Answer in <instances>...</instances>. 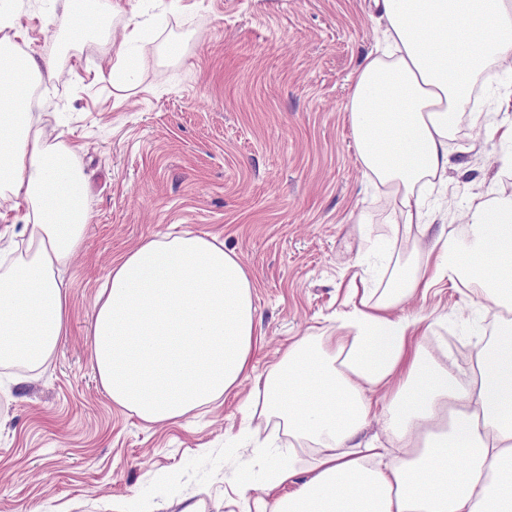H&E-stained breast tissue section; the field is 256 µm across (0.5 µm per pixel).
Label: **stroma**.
<instances>
[{
  "label": "stroma",
  "instance_id": "obj_1",
  "mask_svg": "<svg viewBox=\"0 0 512 512\" xmlns=\"http://www.w3.org/2000/svg\"><path fill=\"white\" fill-rule=\"evenodd\" d=\"M66 0H6L21 53L61 77L33 91L85 176L88 230L64 271L69 333L38 376L0 384V512H270L262 492L287 436L242 401L301 336H334L359 283L383 289L425 263L427 235L391 223L357 159L346 106L384 26L372 0H123L143 24L133 80L107 78L111 41L48 31ZM453 169L425 195L432 231L462 235L473 199L512 194V70H485ZM208 233L254 284L253 376L198 417L149 424L112 402L88 336L112 263L144 241ZM466 373L492 330L478 288L440 280L404 304ZM253 489L238 491L240 476Z\"/></svg>",
  "mask_w": 512,
  "mask_h": 512
}]
</instances>
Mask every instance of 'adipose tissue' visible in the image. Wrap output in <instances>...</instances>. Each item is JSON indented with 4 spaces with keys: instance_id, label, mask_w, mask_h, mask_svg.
<instances>
[{
    "instance_id": "ef3b65f1",
    "label": "adipose tissue",
    "mask_w": 512,
    "mask_h": 512,
    "mask_svg": "<svg viewBox=\"0 0 512 512\" xmlns=\"http://www.w3.org/2000/svg\"><path fill=\"white\" fill-rule=\"evenodd\" d=\"M387 45L361 61L347 110L358 159L392 223L421 221L420 193L443 180L449 141L470 108L473 81L512 65V0H378ZM106 15V14H105ZM105 15L69 0L59 21L74 38L106 34ZM51 62L0 37V201L22 209L19 241L0 248V367L29 372L66 335L60 271L88 223L71 148L31 115ZM468 240L441 232L436 261L400 286L362 289L340 336H304L266 375L251 377L253 283L210 234L168 235L112 264L96 299L92 354L113 402L151 423L185 419L254 378L248 415L292 441L265 493L271 512H512V196L473 203ZM479 283L500 312L467 376L422 343L425 319L398 310L433 278ZM385 388L386 407L373 395ZM378 421L396 455L363 440ZM318 452L297 481L295 441ZM296 482L287 496L279 491Z\"/></svg>"
}]
</instances>
